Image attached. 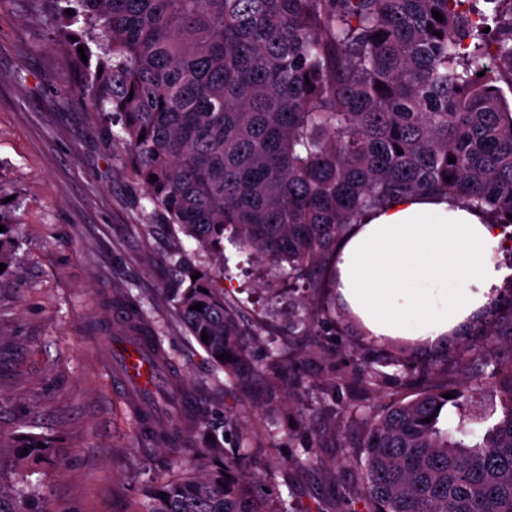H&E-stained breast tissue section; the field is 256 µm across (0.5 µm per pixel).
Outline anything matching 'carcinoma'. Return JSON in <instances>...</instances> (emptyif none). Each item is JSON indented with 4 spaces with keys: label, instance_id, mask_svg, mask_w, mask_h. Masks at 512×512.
<instances>
[{
    "label": "carcinoma",
    "instance_id": "carcinoma-1",
    "mask_svg": "<svg viewBox=\"0 0 512 512\" xmlns=\"http://www.w3.org/2000/svg\"><path fill=\"white\" fill-rule=\"evenodd\" d=\"M471 2L51 0L74 90L120 128L113 138L158 219L213 257V272L178 285L174 297L188 333L228 380L246 348L218 285L226 234L301 282L325 312L335 306L338 242L398 194L457 198L505 230L512 255V0H484L490 17ZM12 224L0 209L8 269ZM488 313L483 341L457 360L461 385L355 407L365 512H512V290ZM408 353L392 341L354 379L370 392L384 367L407 379ZM447 369L444 346L420 375ZM449 405L462 416L454 434L438 427L436 408ZM494 416L482 440L463 439L465 423ZM192 432L159 429L160 443L193 467L144 489L136 512H288L255 494L241 466L248 434L229 455L217 436ZM38 442L27 438L28 454L20 447L16 458L52 463ZM295 464L338 472L335 459L306 449ZM7 497L0 487V512H49L43 498L6 508Z\"/></svg>",
    "mask_w": 512,
    "mask_h": 512
}]
</instances>
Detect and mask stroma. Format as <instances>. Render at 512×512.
Wrapping results in <instances>:
<instances>
[{
	"instance_id": "obj_1",
	"label": "stroma",
	"mask_w": 512,
	"mask_h": 512,
	"mask_svg": "<svg viewBox=\"0 0 512 512\" xmlns=\"http://www.w3.org/2000/svg\"><path fill=\"white\" fill-rule=\"evenodd\" d=\"M65 49L53 42L48 0H0V193L10 197L18 243L15 277L0 287V482L27 478L51 512H135L142 484L191 465L141 434L114 389L101 346L123 332L131 302H142L162 337L175 382L203 408L202 430L236 447L252 435L245 469L289 512H348L362 497L354 463L361 433L355 404L412 397L386 378L365 392L328 381L310 339L295 328L303 313L287 278L225 243L224 296L247 331L251 371L234 381L215 368L175 310L179 273L166 257L182 244L190 266L209 270L190 238L175 240L153 216L122 146L98 121ZM319 341L345 372L383 352L368 336L322 320ZM294 388L269 372L272 346ZM50 441L54 464L24 468L13 450L27 434ZM342 460L336 477L296 467V450Z\"/></svg>"
}]
</instances>
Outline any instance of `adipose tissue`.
Masks as SVG:
<instances>
[{
  "instance_id": "ef3b65f1",
  "label": "adipose tissue",
  "mask_w": 512,
  "mask_h": 512,
  "mask_svg": "<svg viewBox=\"0 0 512 512\" xmlns=\"http://www.w3.org/2000/svg\"><path fill=\"white\" fill-rule=\"evenodd\" d=\"M496 225L440 195H399L353 225L336 250L337 298L373 341L423 348L462 332L506 271Z\"/></svg>"
}]
</instances>
